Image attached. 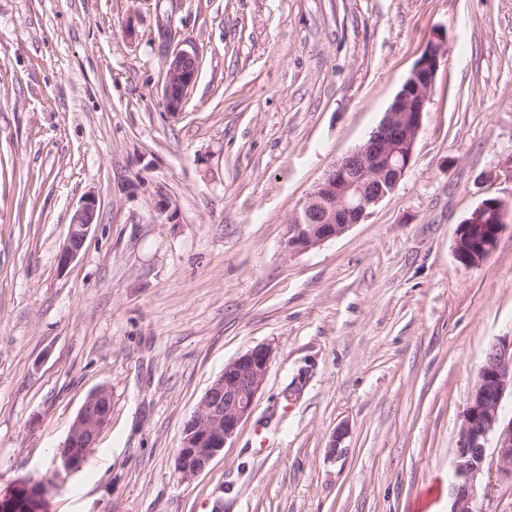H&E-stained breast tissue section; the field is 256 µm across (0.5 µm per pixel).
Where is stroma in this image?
Segmentation results:
<instances>
[{"mask_svg": "<svg viewBox=\"0 0 512 512\" xmlns=\"http://www.w3.org/2000/svg\"><path fill=\"white\" fill-rule=\"evenodd\" d=\"M435 35L396 190L286 251L289 214ZM177 49L199 72L173 114ZM489 198L512 207V0H0V494L48 477L104 388L110 417L45 512H449L469 396L512 336V211L484 262L453 252ZM261 345L250 415L181 480L203 395ZM197 61V55L186 50H174L166 56L163 98L168 112L182 111L196 82ZM96 199L87 196L75 211L70 222V231L65 245L59 255L60 267L68 266L79 254L94 224L96 216Z\"/></svg>", "mask_w": 512, "mask_h": 512, "instance_id": "obj_1", "label": "stroma"}]
</instances>
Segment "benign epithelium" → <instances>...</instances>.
<instances>
[{
	"mask_svg": "<svg viewBox=\"0 0 512 512\" xmlns=\"http://www.w3.org/2000/svg\"><path fill=\"white\" fill-rule=\"evenodd\" d=\"M443 55L442 40L428 45L369 138L332 166L294 209L286 225L285 249L304 252L345 234L395 191L414 158ZM197 61V55L186 50L166 56L163 98L168 112L182 111L196 82ZM96 207L95 197L88 196L73 214L59 255L60 267L68 266L81 251L94 224ZM157 212L170 223L177 216L175 204L162 191L158 192ZM505 213L502 201L486 199L458 224L454 253L463 266H476L491 254L505 228ZM271 356L269 346L253 348L228 363L208 388L184 429L176 457L177 472L184 479L202 472L236 434L252 410ZM508 397L512 398V337L491 346L478 372L458 434L450 512H481L477 499L486 490L484 475L492 467L512 480V417L503 415ZM110 404L111 395L105 389L88 397L56 455V478L82 465L108 420ZM490 442L493 455L489 457L486 448ZM48 490L47 486H20L0 497V512H41Z\"/></svg>",
	"mask_w": 512,
	"mask_h": 512,
	"instance_id": "obj_1",
	"label": "benign epithelium"
}]
</instances>
